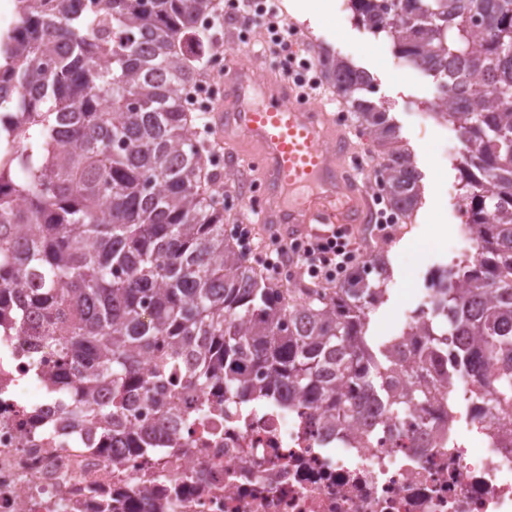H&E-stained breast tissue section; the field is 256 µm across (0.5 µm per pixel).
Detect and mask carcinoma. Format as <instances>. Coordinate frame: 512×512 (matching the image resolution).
I'll list each match as a JSON object with an SVG mask.
<instances>
[{
	"instance_id": "carcinoma-1",
	"label": "carcinoma",
	"mask_w": 512,
	"mask_h": 512,
	"mask_svg": "<svg viewBox=\"0 0 512 512\" xmlns=\"http://www.w3.org/2000/svg\"><path fill=\"white\" fill-rule=\"evenodd\" d=\"M350 2L357 23L440 79L434 116L472 144L461 191L479 252L437 271L405 342L369 336L384 253L337 288L291 289L224 235L186 106L215 0H15L23 36L12 48L0 34V136L22 148L0 163V323L24 319L60 358L66 426L134 444L170 428L181 394L216 385L241 404L286 393L339 425L384 397L389 415L411 408L424 426L427 381L450 373L512 410V0ZM319 64L381 149L388 203L412 215L422 174L361 96L373 78L327 51ZM450 336V371L436 377ZM404 349L420 368L398 391ZM139 397L155 404L151 425L133 413Z\"/></svg>"
}]
</instances>
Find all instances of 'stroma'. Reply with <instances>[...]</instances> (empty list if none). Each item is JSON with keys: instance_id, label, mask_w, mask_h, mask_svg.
I'll return each instance as SVG.
<instances>
[{"instance_id": "obj_1", "label": "stroma", "mask_w": 512, "mask_h": 512, "mask_svg": "<svg viewBox=\"0 0 512 512\" xmlns=\"http://www.w3.org/2000/svg\"><path fill=\"white\" fill-rule=\"evenodd\" d=\"M337 4L338 0H325L323 9L303 11L298 9L297 0H288V15L309 30L318 45L334 50L372 75V99L386 109L423 176L421 203L413 215L389 225L380 235L391 278L388 294L383 304L373 310L370 324L394 336L400 329L399 311L417 308L419 292L430 286L435 271L459 257L457 232L464 210L459 155L446 149L454 141L457 130L452 124L422 117L423 109L439 91L436 78L414 69L398 73L388 39L339 16ZM318 99L320 106L333 116L337 131L349 143L343 160L345 169L352 171L379 163L375 143L355 117L340 115V96L336 89L322 83ZM206 118V113H199L196 127L199 138L208 139L215 154V172L223 180L224 195L229 199L224 207V228L232 230L242 216H249L254 227L250 259L261 262L267 227L261 222L260 211L253 208L250 190L255 187L266 195L272 187L251 149L234 148L224 140L208 138ZM436 224L447 225V233L433 235L432 227ZM428 239L433 240L434 250L422 249V241Z\"/></svg>"}]
</instances>
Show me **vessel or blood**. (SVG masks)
I'll return each mask as SVG.
<instances>
[{
	"instance_id": "b4317fda",
	"label": "vessel or blood",
	"mask_w": 512,
	"mask_h": 512,
	"mask_svg": "<svg viewBox=\"0 0 512 512\" xmlns=\"http://www.w3.org/2000/svg\"><path fill=\"white\" fill-rule=\"evenodd\" d=\"M224 94L209 127L230 144L246 142L260 152L280 202L262 214L281 242L312 232L314 225L366 223L368 202L338 163L345 144L328 114L296 103L287 77L257 81L244 65L226 61Z\"/></svg>"
}]
</instances>
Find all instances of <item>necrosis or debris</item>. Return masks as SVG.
Segmentation results:
<instances>
[{"label":"necrosis or debris","instance_id":"obj_1","mask_svg":"<svg viewBox=\"0 0 512 512\" xmlns=\"http://www.w3.org/2000/svg\"><path fill=\"white\" fill-rule=\"evenodd\" d=\"M58 358L25 328H0V512H512V428L470 381L439 385L427 428L400 437L382 405L373 425L285 401L225 403L185 393L152 451L93 428L60 430L65 406L44 380Z\"/></svg>","mask_w":512,"mask_h":512}]
</instances>
